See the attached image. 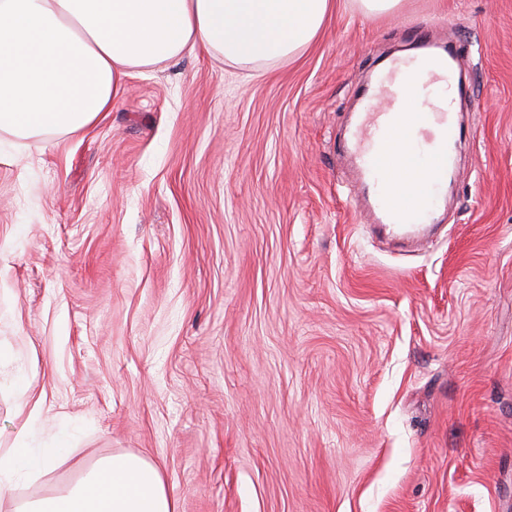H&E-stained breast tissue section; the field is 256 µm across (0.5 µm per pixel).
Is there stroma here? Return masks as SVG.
I'll list each match as a JSON object with an SVG mask.
<instances>
[{"label": "stroma", "mask_w": 512, "mask_h": 512, "mask_svg": "<svg viewBox=\"0 0 512 512\" xmlns=\"http://www.w3.org/2000/svg\"><path fill=\"white\" fill-rule=\"evenodd\" d=\"M423 32L463 46L471 98L416 248L356 208L340 155ZM62 425L0 512L118 453L177 512H512V0H336L296 59L200 52L80 131L0 132V448ZM364 16H390L399 10L402 0H356Z\"/></svg>", "instance_id": "35a3bbf8"}]
</instances>
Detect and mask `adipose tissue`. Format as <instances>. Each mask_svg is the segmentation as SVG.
<instances>
[{
	"mask_svg": "<svg viewBox=\"0 0 512 512\" xmlns=\"http://www.w3.org/2000/svg\"><path fill=\"white\" fill-rule=\"evenodd\" d=\"M336 0H0V131L26 138L83 129L110 111L127 79L144 67L201 50L235 64L296 57L320 35ZM446 82L411 76L399 109L443 112ZM401 128L386 148L399 170L389 187L405 205L436 157L403 169V148L417 141ZM19 435L0 448V493L49 469L65 446ZM18 512H177L160 471L135 454L98 461L65 493L30 499Z\"/></svg>",
	"mask_w": 512,
	"mask_h": 512,
	"instance_id": "ef3b65f1",
	"label": "adipose tissue"
}]
</instances>
